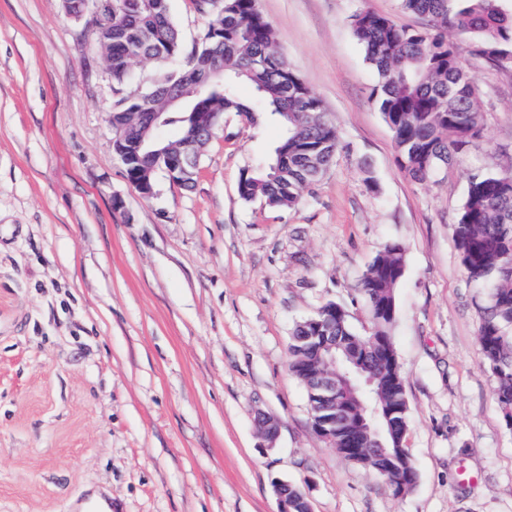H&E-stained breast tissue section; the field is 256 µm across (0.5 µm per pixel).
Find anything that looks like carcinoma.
<instances>
[{"label":"carcinoma","instance_id":"obj_1","mask_svg":"<svg viewBox=\"0 0 512 512\" xmlns=\"http://www.w3.org/2000/svg\"><path fill=\"white\" fill-rule=\"evenodd\" d=\"M450 0H400V7L429 18L439 28L474 32L478 39L462 48L442 33L398 26L391 18L369 11L354 15L352 27L366 59L377 73L372 91L390 127L396 162L418 183L430 179L442 166L467 153L484 130L476 89L459 85L465 70L463 56H482L499 68L512 69L503 56L512 51V12L501 0H464L450 12ZM211 19L202 45L194 50L189 71L161 82L176 87L184 98L177 106L153 98L152 111L164 113V127L183 135L191 112H265L283 129L272 161L244 174L238 185L242 200H262L267 206L288 209L316 184L337 150L334 128L325 119L320 99L286 64L274 43L273 29L257 8V0H217L210 5ZM97 40L105 51L112 80L118 86L129 75L130 64L143 58L172 60L180 57L179 30L170 15L169 0H112V15L102 17ZM218 65L233 80L207 102L197 101L192 85ZM255 93L256 106L243 102L239 86ZM139 111L137 97L117 100L113 112L125 121ZM501 175L471 179L454 234L469 277L490 289L480 329L484 364L497 379V397L503 419L512 421V185L502 186ZM399 243L390 242L376 256L360 285L371 314L373 331L357 334L341 305H336V333L343 344L336 349L340 375L351 371L371 381L369 394L346 397L343 407L353 410L365 402L397 410L391 421L363 416L357 429L336 427L329 445L340 454L348 440L369 443L380 439L381 451L369 450L354 463L369 468L394 495L411 490L413 463L402 447L409 424V407L397 352L387 350V331L396 314V289L403 277ZM319 367L308 348L290 340L289 371L298 380Z\"/></svg>","mask_w":512,"mask_h":512}]
</instances>
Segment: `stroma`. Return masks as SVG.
<instances>
[{
  "mask_svg": "<svg viewBox=\"0 0 512 512\" xmlns=\"http://www.w3.org/2000/svg\"><path fill=\"white\" fill-rule=\"evenodd\" d=\"M184 52L209 24L170 0ZM338 150L289 209L238 195L282 136L228 112L185 190L143 197L112 149L119 95L178 62L142 60L115 87L97 35L63 0H0V512H278L275 479L313 512H512V429L483 364L486 291L453 235L473 176L512 170V70L465 56L484 134L430 181L396 163L356 39L361 11L426 30L399 0H257ZM405 267L389 330L419 473L405 495L314 433L290 374L297 321L337 302L372 327L360 282L389 242ZM278 436L266 446L258 413Z\"/></svg>",
  "mask_w": 512,
  "mask_h": 512,
  "instance_id": "obj_1",
  "label": "stroma"
}]
</instances>
